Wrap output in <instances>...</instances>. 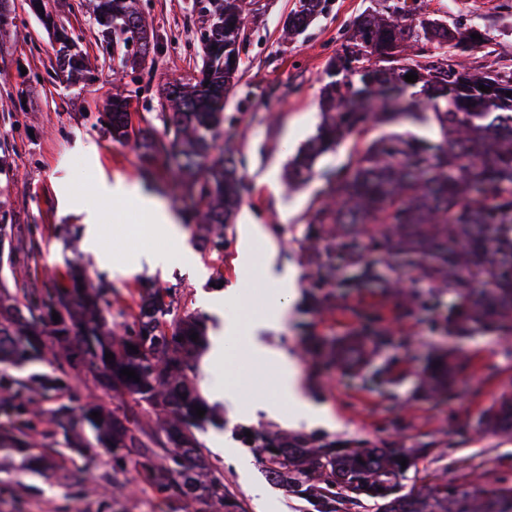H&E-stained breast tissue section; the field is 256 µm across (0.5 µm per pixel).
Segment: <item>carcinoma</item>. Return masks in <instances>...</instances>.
Masks as SVG:
<instances>
[{
	"label": "carcinoma",
	"instance_id": "1",
	"mask_svg": "<svg viewBox=\"0 0 512 512\" xmlns=\"http://www.w3.org/2000/svg\"><path fill=\"white\" fill-rule=\"evenodd\" d=\"M88 2L103 50L119 60L112 76L143 68L154 34L140 0ZM30 7L61 44L58 69L75 78L90 72L89 55L77 50L73 33L57 26L46 0H30ZM194 8L199 35L209 34L198 39L202 79L165 90L159 134L134 125L126 100L119 97L112 99L106 125L116 142L180 159L181 187L195 203L192 220L201 246L220 261L224 229L241 203L240 132L224 125V103L239 82L246 3L194 0ZM322 12V0H298L284 34L304 33ZM409 72L417 81H405ZM322 79L323 122L294 157L289 182L310 179L322 155L372 127L430 121L439 139L383 134L364 147L353 146L342 168L321 172L328 192L307 217L312 246L322 256L356 259L360 225L374 224L432 285L457 293L458 304L448 313L450 329H512V96H506L512 92V57L499 55L485 25L463 27L422 9L417 0H370L340 37ZM417 85L423 107L406 97ZM110 293L103 283L87 287L85 273L68 259L50 291L16 281L11 290L0 287V309L9 311L0 317V415L12 419L10 432L0 433V446L30 451L28 432L44 413L43 403L70 387L81 364L113 391L129 394L136 407L102 410L98 421L91 417L94 409L81 412L72 400L51 408L50 423L63 434L66 450L87 457L103 449L112 462V480L133 469L161 501L185 503V512H242L224 470L205 458L194 433L214 422L195 386L198 368L190 357L202 343L199 319L179 315L171 289L148 288L132 320L121 323L124 335L116 338L112 313L103 308ZM192 333L199 339L192 340ZM55 344L61 349L52 355L49 371L25 378L9 373L44 359ZM107 351L114 359L105 360ZM124 368L134 370L140 381L120 375ZM429 381L452 386L453 366L443 365ZM198 407L205 409L201 418ZM157 410L167 415L163 425L142 423ZM77 418L90 434H71ZM481 426L512 431V403L489 411ZM238 438L261 449L259 462L270 480L315 499L317 512H336L338 482L382 501L379 512H512V484L507 483L483 496L462 482L390 498L402 469L400 451L346 450L327 441L311 454L301 439L272 440L260 431Z\"/></svg>",
	"mask_w": 512,
	"mask_h": 512
}]
</instances>
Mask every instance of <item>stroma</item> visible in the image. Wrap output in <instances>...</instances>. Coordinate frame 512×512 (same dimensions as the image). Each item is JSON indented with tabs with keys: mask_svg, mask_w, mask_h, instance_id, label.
Instances as JSON below:
<instances>
[{
	"mask_svg": "<svg viewBox=\"0 0 512 512\" xmlns=\"http://www.w3.org/2000/svg\"><path fill=\"white\" fill-rule=\"evenodd\" d=\"M297 0H254L245 15L248 39L240 46V81L225 108V121L240 128L241 172L246 191L235 221L226 231L224 286L237 282L238 225H265L279 257L298 272L288 319L271 343L287 347L306 382L309 399L332 418L329 427L308 433L364 448H396L411 464L396 480L402 495L441 482L458 483L464 466L477 490L492 488L493 478L512 483V433L483 430L479 422L504 400L512 401V334L473 331L449 333L446 317L454 293L434 288L403 257L357 240L361 262L372 265L377 280L345 287L357 266L339 263L336 285L312 290L315 271L305 240L306 217L322 195L314 178L289 184V162L316 134L322 121L320 99L324 65L340 36L369 0H328L324 12L295 38H285L283 23ZM193 0H148L145 15L156 46L136 78L112 80L111 58L97 47L98 29L80 0H55L58 24L80 38L95 64L86 82L75 84L58 70V43L30 13L28 0H10L8 20L0 25V224L11 225L13 238H34L38 252L10 265L0 256V278L27 277L37 287H55L58 269L77 261L92 279L112 287L113 308L132 309L138 289L173 288L178 309L199 315L205 331L213 319L203 305L214 281L215 256L199 247L189 255H171L166 265L156 255L166 247L164 232L146 227L136 199L114 209L104 186L139 187L172 215L188 208L178 191L179 172L166 156L145 157L113 142L103 122L113 96L126 97L133 120L147 119L161 131L164 88L198 78L194 58L199 18ZM428 10L451 11L459 24L491 25L498 49L512 56V0H420ZM25 65L27 76L17 67ZM104 249L87 245L88 214ZM363 336L370 358L349 370L328 363L329 342L349 334ZM450 357L457 376L454 395L425 385L428 372ZM232 381L242 402L274 396L271 373L237 366L225 373L215 366L211 384ZM234 426L205 424L196 435L208 448L210 462L246 512H315L288 486L270 481L253 449L242 446ZM236 449L252 460L248 476L215 446ZM106 455L76 458L65 466L43 463L0 447V512H173L171 506L142 493L136 474L122 491L112 489ZM82 473L85 491L69 486L72 472Z\"/></svg>",
	"mask_w": 512,
	"mask_h": 512,
	"instance_id": "stroma-1",
	"label": "stroma"
}]
</instances>
